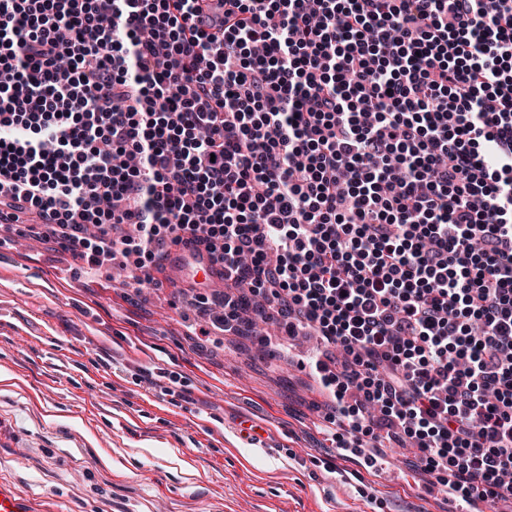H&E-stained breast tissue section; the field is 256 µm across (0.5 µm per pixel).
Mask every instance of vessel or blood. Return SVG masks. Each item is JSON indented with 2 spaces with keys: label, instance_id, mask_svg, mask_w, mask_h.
I'll use <instances>...</instances> for the list:
<instances>
[{
  "label": "vessel or blood",
  "instance_id": "obj_1",
  "mask_svg": "<svg viewBox=\"0 0 512 512\" xmlns=\"http://www.w3.org/2000/svg\"><path fill=\"white\" fill-rule=\"evenodd\" d=\"M153 276L165 285H179L198 277L213 288L224 285L222 264L212 260L205 244L193 240L172 248ZM0 512H41V508L13 483L0 480Z\"/></svg>",
  "mask_w": 512,
  "mask_h": 512
}]
</instances>
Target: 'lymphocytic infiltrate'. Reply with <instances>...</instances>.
<instances>
[{
  "mask_svg": "<svg viewBox=\"0 0 512 512\" xmlns=\"http://www.w3.org/2000/svg\"><path fill=\"white\" fill-rule=\"evenodd\" d=\"M309 363L351 444L512 512V0H0V213ZM152 275L163 285L183 287V281L201 276L211 288L224 287V267L212 260L205 244L193 240L172 248Z\"/></svg>",
  "mask_w": 512,
  "mask_h": 512,
  "instance_id": "1",
  "label": "lymphocytic infiltrate"
}]
</instances>
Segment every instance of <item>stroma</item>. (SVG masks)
Returning <instances> with one entry per match:
<instances>
[{"label":"stroma","mask_w":512,"mask_h":512,"mask_svg":"<svg viewBox=\"0 0 512 512\" xmlns=\"http://www.w3.org/2000/svg\"><path fill=\"white\" fill-rule=\"evenodd\" d=\"M52 246L0 251V477L63 512H448L322 449L315 383L249 337L192 336L178 288L134 295ZM181 374V408L134 384ZM263 431L256 448L240 419Z\"/></svg>","instance_id":"obj_1"}]
</instances>
